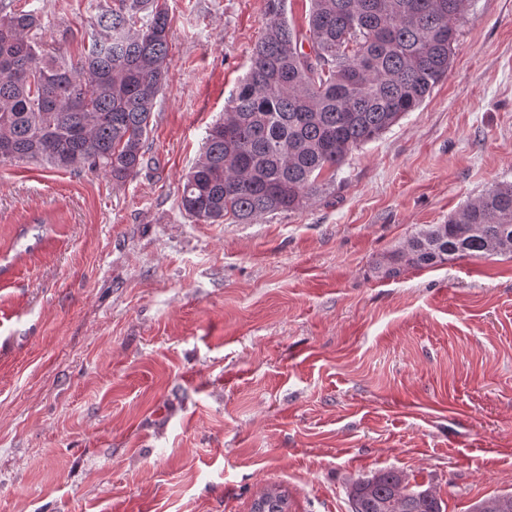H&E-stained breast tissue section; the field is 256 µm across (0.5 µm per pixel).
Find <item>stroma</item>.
<instances>
[{"label": "stroma", "instance_id": "1", "mask_svg": "<svg viewBox=\"0 0 512 512\" xmlns=\"http://www.w3.org/2000/svg\"><path fill=\"white\" fill-rule=\"evenodd\" d=\"M99 0H19L84 51ZM268 0H166V85L125 183L0 166V512H350L402 471L446 512L512 492V257L375 262L512 181V0H472L448 77L334 191L250 224L179 207ZM261 501L268 505V508L266 509L267 511L262 512H288V493L279 488H270L261 493L256 499H254L250 511L261 512L254 510L256 503Z\"/></svg>", "mask_w": 512, "mask_h": 512}]
</instances>
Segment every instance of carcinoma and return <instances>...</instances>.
<instances>
[{
	"instance_id": "carcinoma-1",
	"label": "carcinoma",
	"mask_w": 512,
	"mask_h": 512,
	"mask_svg": "<svg viewBox=\"0 0 512 512\" xmlns=\"http://www.w3.org/2000/svg\"><path fill=\"white\" fill-rule=\"evenodd\" d=\"M471 0H309L306 28L268 0L270 16L249 70L186 174L181 209L201 223L307 207L336 185L347 156L417 109L450 70L457 23ZM79 60L38 41L34 10L0 0V165L40 160L102 171L120 184L138 174L165 85L170 19L161 0H112ZM512 257V183H498L442 224L416 232L377 262L384 275L464 258ZM351 512H443L429 488L399 471L350 487ZM287 512L288 493L254 502ZM471 512H512V492Z\"/></svg>"
}]
</instances>
